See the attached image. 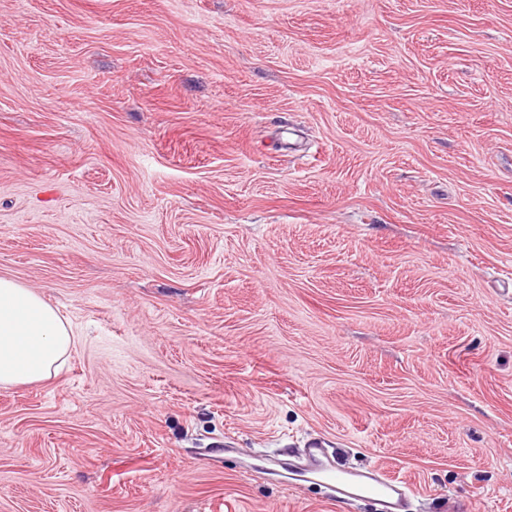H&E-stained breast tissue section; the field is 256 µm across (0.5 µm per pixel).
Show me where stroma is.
<instances>
[{
	"mask_svg": "<svg viewBox=\"0 0 512 512\" xmlns=\"http://www.w3.org/2000/svg\"><path fill=\"white\" fill-rule=\"evenodd\" d=\"M0 512H512V0H0ZM76 340L36 292L0 277V387L50 379ZM304 463L292 470L304 481L325 487L336 502L375 500L383 512H405L413 488L404 479L390 475L383 465L345 469L336 464L333 452L321 439H309L302 449Z\"/></svg>",
	"mask_w": 512,
	"mask_h": 512,
	"instance_id": "35a3bbf8",
	"label": "stroma"
}]
</instances>
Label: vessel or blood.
Wrapping results in <instances>:
<instances>
[{"label": "vessel or blood", "mask_w": 512, "mask_h": 512, "mask_svg": "<svg viewBox=\"0 0 512 512\" xmlns=\"http://www.w3.org/2000/svg\"><path fill=\"white\" fill-rule=\"evenodd\" d=\"M304 462L297 472L308 483L330 490L336 501L375 500L381 512H406L414 491L404 479L390 475L384 466L365 469L339 467L324 441L307 440L302 450Z\"/></svg>", "instance_id": "vessel-or-blood-1"}]
</instances>
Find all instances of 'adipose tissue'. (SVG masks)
Wrapping results in <instances>:
<instances>
[{"instance_id":"ef3b65f1","label":"adipose tissue","mask_w":512,"mask_h":512,"mask_svg":"<svg viewBox=\"0 0 512 512\" xmlns=\"http://www.w3.org/2000/svg\"><path fill=\"white\" fill-rule=\"evenodd\" d=\"M76 336L31 289L0 277V387L50 379Z\"/></svg>"}]
</instances>
